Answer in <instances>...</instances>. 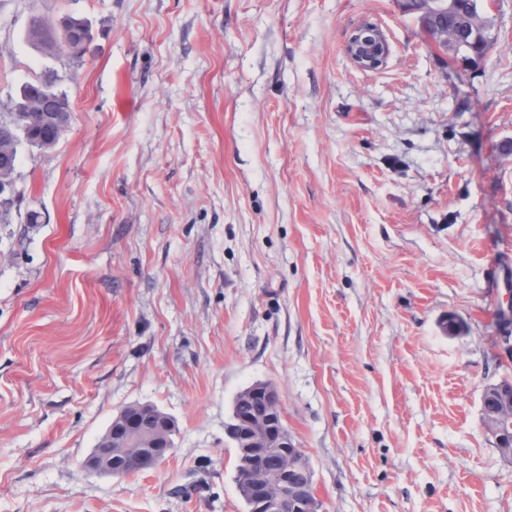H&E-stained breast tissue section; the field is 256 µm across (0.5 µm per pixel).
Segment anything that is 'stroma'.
I'll use <instances>...</instances> for the list:
<instances>
[{
    "label": "stroma",
    "instance_id": "1",
    "mask_svg": "<svg viewBox=\"0 0 512 512\" xmlns=\"http://www.w3.org/2000/svg\"><path fill=\"white\" fill-rule=\"evenodd\" d=\"M36 15L87 20L83 58L29 43ZM494 15L473 68L396 0H0V110L48 69L72 106L0 223V512H244L224 426L257 381L324 512H512L482 417L512 376V0ZM366 20L376 70L345 53ZM134 403L172 454L87 469ZM346 53L358 68L376 70L386 63L390 55V44L378 24L364 21L351 33Z\"/></svg>",
    "mask_w": 512,
    "mask_h": 512
}]
</instances>
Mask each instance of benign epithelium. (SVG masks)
Segmentation results:
<instances>
[{"label":"benign epithelium","instance_id":"1","mask_svg":"<svg viewBox=\"0 0 512 512\" xmlns=\"http://www.w3.org/2000/svg\"><path fill=\"white\" fill-rule=\"evenodd\" d=\"M400 9L418 15L421 28L433 46L443 53L457 48L464 37L448 28L438 17L448 13L454 0H396ZM62 36H67L65 22L58 23ZM56 26V27H58ZM56 27L39 20L29 24L48 41L56 40ZM346 53L351 62L362 70L382 67L389 55L390 44L378 24L364 21L351 33ZM31 112H38L42 122L52 127L55 136L69 126L71 115L61 111L54 95L45 92L26 102ZM48 148L52 139L37 135L28 127H17L8 116L0 118V210L12 207L16 198L15 173L22 145ZM497 385L490 384L485 395L496 398V408L484 413V425L495 437L505 455L512 456V445L502 439L507 421L503 412L512 408V396L499 398ZM249 395L259 400L258 409L233 418L225 427V435L237 448L238 461L243 469L241 482L252 501V512H280L288 504L297 512H321V503L314 493L313 478L303 484L293 483L295 468H311L310 462L297 448L283 423V406L277 388L270 382H257L249 388ZM176 421L151 404L135 403L123 408L108 427V432L98 441L85 467L115 477H123L129 466L142 471L162 463L173 448L172 435ZM277 494H270V487Z\"/></svg>","mask_w":512,"mask_h":512}]
</instances>
